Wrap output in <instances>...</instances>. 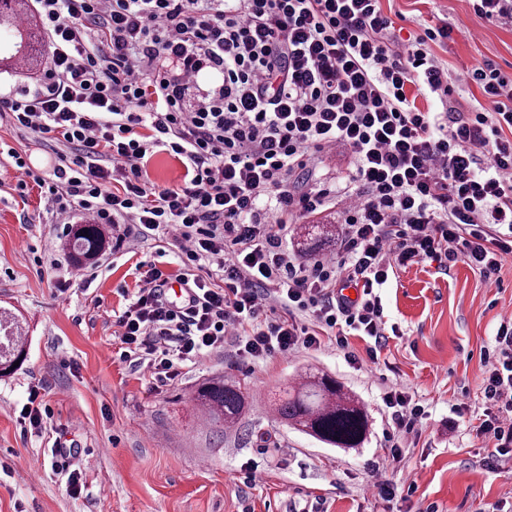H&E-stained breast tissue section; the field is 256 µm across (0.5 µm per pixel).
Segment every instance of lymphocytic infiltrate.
Here are the masks:
<instances>
[{"instance_id": "lymphocytic-infiltrate-1", "label": "lymphocytic infiltrate", "mask_w": 512, "mask_h": 512, "mask_svg": "<svg viewBox=\"0 0 512 512\" xmlns=\"http://www.w3.org/2000/svg\"><path fill=\"white\" fill-rule=\"evenodd\" d=\"M49 44L34 84L0 94V113L36 138L70 145L50 172L8 148L19 195L37 186L52 210L129 224L172 242L178 274L149 265L118 317L121 360L166 384L186 363L238 341L256 360L335 344L360 366L351 338L376 358L388 338L378 293L391 273L431 260L465 262L492 281L512 254V79L491 60L466 68L482 99L471 109H421L451 88L430 52L448 25L412 39L394 33L380 0H32ZM218 82L190 108L202 74ZM347 146L354 169L337 199L343 260L295 263L289 225L315 212L321 153ZM158 152L179 184L148 187ZM508 232H501V225ZM186 285L169 302L170 280ZM362 294L348 300L345 282ZM287 318L264 319L269 302ZM313 327L298 325L297 315ZM487 408L478 435L512 453V316L485 350ZM388 458L425 409L407 392L382 397Z\"/></svg>"}]
</instances>
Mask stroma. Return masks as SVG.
<instances>
[{
    "instance_id": "obj_1",
    "label": "stroma",
    "mask_w": 512,
    "mask_h": 512,
    "mask_svg": "<svg viewBox=\"0 0 512 512\" xmlns=\"http://www.w3.org/2000/svg\"><path fill=\"white\" fill-rule=\"evenodd\" d=\"M382 8L405 38L439 22L453 29L432 48L451 94L444 102L419 97V107L474 106L479 90L456 79L473 59H490L512 76V27L477 20L469 0H382ZM6 145L27 147L30 166L44 172L63 148L0 120V313L27 347L22 365L0 377V512H425L430 505L437 512H492L499 503L512 512V455H496L494 441L476 433L485 409L481 354L493 344L500 316L512 313V255L504 256L495 287L463 262L445 272L428 260L398 270L379 294L399 333L363 368H353L329 343L248 360L229 338L223 350L163 385L120 360L117 320L141 286L136 263L175 270V247L135 242L124 227H110L109 246L98 258L102 274L89 284L70 281L66 235L84 218L75 212L53 220L35 187L19 197ZM351 167L344 146L323 156L315 186L326 190L324 204L292 225L284 241L297 262L343 258L344 219L335 201ZM307 224L336 228L313 255L299 245ZM309 369L330 374L359 397L372 422L364 447L328 446L272 413L271 397ZM217 374L240 380L254 397L232 428L212 424L191 401L195 386ZM35 386L53 413L39 432L19 418ZM391 387L412 395L425 415L401 460L388 463L382 396ZM65 436L85 448L74 464L83 477L77 494L52 453ZM248 461L263 471L257 483L243 479ZM381 463L393 483L415 481L410 499L378 495L372 468Z\"/></svg>"
}]
</instances>
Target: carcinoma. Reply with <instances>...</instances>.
<instances>
[{
  "mask_svg": "<svg viewBox=\"0 0 512 512\" xmlns=\"http://www.w3.org/2000/svg\"><path fill=\"white\" fill-rule=\"evenodd\" d=\"M28 14L27 0H0V26L14 29L18 42L13 52L0 59V67L15 70L30 67L43 56L38 25ZM107 244L97 224H81L71 240L73 251L85 261L95 259ZM24 351L12 334L0 345V376L12 370ZM247 392L231 378H211L200 383L193 396L197 408L215 424L232 427L247 403ZM278 419L322 443L336 448H359L369 433L368 415L359 399L335 378L325 373H307L296 386L284 391L271 404Z\"/></svg>",
  "mask_w": 512,
  "mask_h": 512,
  "instance_id": "cac0c4a2",
  "label": "carcinoma"
}]
</instances>
